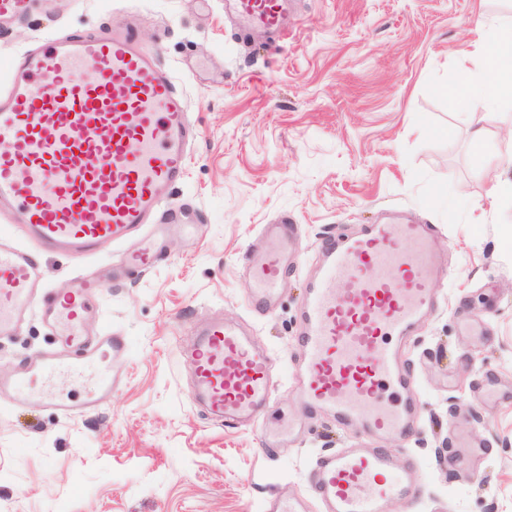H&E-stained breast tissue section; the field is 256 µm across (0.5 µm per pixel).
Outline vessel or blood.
I'll list each match as a JSON object with an SVG mask.
<instances>
[{"instance_id":"vessel-or-blood-1","label":"vessel or blood","mask_w":512,"mask_h":512,"mask_svg":"<svg viewBox=\"0 0 512 512\" xmlns=\"http://www.w3.org/2000/svg\"><path fill=\"white\" fill-rule=\"evenodd\" d=\"M284 0H228L245 25L280 32ZM0 85V341L29 314L51 331L55 346L14 375L0 377L11 405L45 402L44 388L78 376L126 347L124 338L88 331L100 287L84 281L47 292L43 257H92L102 244L140 240L126 263L151 268L155 227L171 210V187L185 172L196 129L171 71L120 22L93 34L68 35L21 50L5 64ZM20 218L9 224V216ZM268 249L247 265L251 305L276 302L286 255L300 244L288 222L264 227ZM325 256L303 308L299 379L306 408L378 434L416 428L409 400L414 375L395 342L409 339L437 302L443 273L426 224H371L322 243ZM192 398L221 420L252 424L269 404L271 356L237 326L214 320L197 334ZM112 394L97 383L79 402L56 401L64 418L97 410ZM415 467L395 464L385 448H339L310 470L321 512H384L393 498L416 496Z\"/></svg>"}]
</instances>
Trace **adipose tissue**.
I'll use <instances>...</instances> for the list:
<instances>
[{"label":"adipose tissue","mask_w":512,"mask_h":512,"mask_svg":"<svg viewBox=\"0 0 512 512\" xmlns=\"http://www.w3.org/2000/svg\"><path fill=\"white\" fill-rule=\"evenodd\" d=\"M473 55L490 76L488 83L474 80L469 66H462L458 86L443 94L455 107L477 110L482 105L512 99V22H479L474 29Z\"/></svg>","instance_id":"obj_1"}]
</instances>
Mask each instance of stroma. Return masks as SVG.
Instances as JSON below:
<instances>
[{"instance_id": "35a3bbf8", "label": "stroma", "mask_w": 512, "mask_h": 512, "mask_svg": "<svg viewBox=\"0 0 512 512\" xmlns=\"http://www.w3.org/2000/svg\"><path fill=\"white\" fill-rule=\"evenodd\" d=\"M512 17V0H286V37L242 34L222 0H31L0 32V61L48 37L128 19L171 69L197 138L170 195L196 236L170 235L165 260L114 277L122 247L79 261L49 254V283L92 271L96 324L124 337L112 398L62 419L0 404V512H260L265 496L308 497L318 454L365 443L423 475L414 500L385 512H512V397L486 396L484 373L512 386V102L470 111L456 86L477 21ZM399 214L431 225L447 265L436 308L399 348L413 369L417 432L374 436L297 403L305 292L320 245ZM300 224L303 249L273 314L254 312L245 275L263 225ZM282 357L263 421L226 424L189 397L186 352L214 315ZM53 342L37 315L0 343L11 374ZM302 422L266 454L267 424Z\"/></svg>"}]
</instances>
